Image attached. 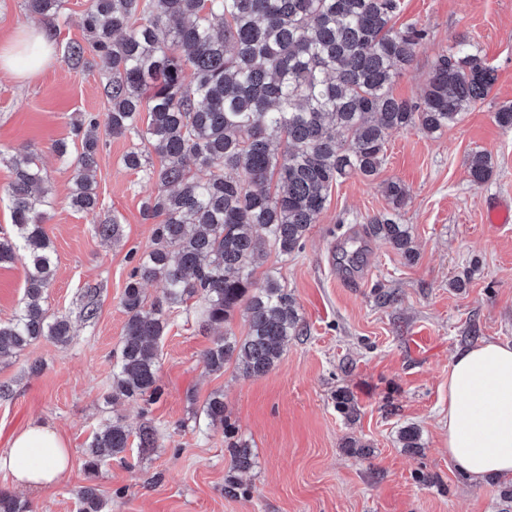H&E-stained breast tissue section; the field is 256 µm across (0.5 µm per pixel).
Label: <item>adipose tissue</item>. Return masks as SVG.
Listing matches in <instances>:
<instances>
[{
  "label": "adipose tissue",
  "mask_w": 512,
  "mask_h": 512,
  "mask_svg": "<svg viewBox=\"0 0 512 512\" xmlns=\"http://www.w3.org/2000/svg\"><path fill=\"white\" fill-rule=\"evenodd\" d=\"M448 457L471 481L512 476V344L486 340L459 350L448 368ZM69 450L52 428L19 433L0 470L31 491L56 483Z\"/></svg>",
  "instance_id": "adipose-tissue-1"
}]
</instances>
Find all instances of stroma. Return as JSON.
I'll use <instances>...</instances> for the list:
<instances>
[{"instance_id":"1","label":"stroma","mask_w":512,"mask_h":512,"mask_svg":"<svg viewBox=\"0 0 512 512\" xmlns=\"http://www.w3.org/2000/svg\"><path fill=\"white\" fill-rule=\"evenodd\" d=\"M396 26L426 31L412 67L395 83L400 98L417 97L439 53L461 34L479 44L496 82L487 100L456 125L434 135L391 132L386 161L373 179L351 176L333 186L305 247L289 257L269 254L256 281L276 275L303 321L277 366L243 376L235 362L223 372L204 369L200 353L214 338L201 328L203 306L191 298L169 319L159 343L162 395L151 406L107 401L126 314L120 304L131 266L129 250L150 247L152 221L141 202L156 186L122 163L135 137H104L93 181L99 207L70 204L72 173L53 145L70 141L75 120L104 114L108 101L99 69L68 67V42L81 39L85 0H65L62 17L29 13L24 0H0V53L26 28L48 25L50 59L32 76L0 68V151L29 148L52 188L43 229L56 257L46 290L51 313L68 317V344L42 339L8 364L0 384V456L34 425L54 428L71 465L43 490H20L34 512H77L74 490L89 479L86 448L100 425L121 416L131 428L152 423L157 448H129L124 460L102 465L95 481L111 512H505L512 477L468 483L448 458V368L458 349L486 339L512 343V224L495 227L483 215L486 200L512 198V131L492 114L512 103V0H401ZM475 151L494 163L489 182L471 183L465 161ZM396 180L409 199L400 211L417 252L409 263L375 239L352 278L334 256L343 228L388 211L380 185ZM116 218L119 242L101 240L96 224ZM98 313L84 321L87 289ZM393 302H384L386 294ZM40 362L41 370L29 366ZM353 394L355 421L336 410V392ZM224 403L254 465L240 473L241 491L224 486L231 457L222 429L207 426L204 405L213 392ZM415 424L422 446L402 448L398 431ZM355 441L356 449L346 448Z\"/></svg>"}]
</instances>
